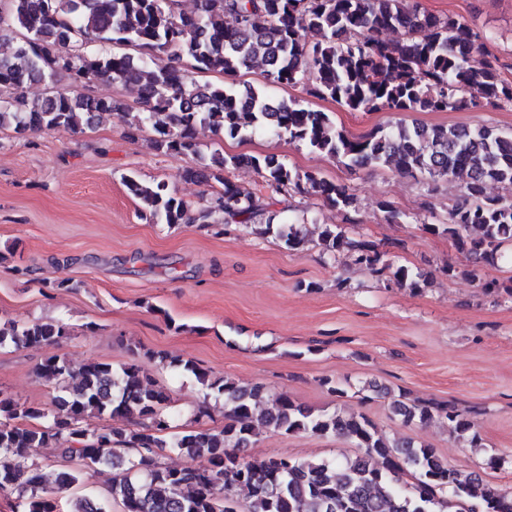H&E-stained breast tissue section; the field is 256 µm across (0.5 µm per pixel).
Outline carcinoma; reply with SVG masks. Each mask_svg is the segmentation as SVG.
<instances>
[{"label":"carcinoma","mask_w":512,"mask_h":512,"mask_svg":"<svg viewBox=\"0 0 512 512\" xmlns=\"http://www.w3.org/2000/svg\"><path fill=\"white\" fill-rule=\"evenodd\" d=\"M385 32L399 37L385 40ZM489 56L480 32L452 15L427 11L419 0H195L191 13L182 0H0V129L19 136L75 133L106 112L126 109L76 88H54L62 77L76 87L98 80L132 85L139 101L129 134L151 128L156 152L198 156L184 179L216 184L207 204L195 207L162 181L131 177L126 188L142 215L170 225L257 223L258 233L275 234L289 250L306 243L300 225L262 223L273 197L240 188L230 171L251 167L272 193L292 191L344 211L356 205L352 189L319 173H300L273 155L204 156L198 129L232 138L269 129L351 167L388 168L429 183L461 175L464 198L448 212V223L425 229L493 264L501 247L512 243V201L487 195L486 186L512 190V132L400 123L352 137L328 113L296 98L273 101L245 81L195 78L211 72L234 78L258 68L268 85L295 86L305 79L307 95L352 112L512 105V83L501 79ZM34 82L47 85L45 97H27ZM320 238L333 260L346 250L377 276L420 287L421 275L390 258L398 242L384 248L355 226L347 233L328 224ZM67 336L59 323H12L0 327V347L58 345ZM170 364L224 396V425H210L212 417L200 409L193 426L171 432L169 395L134 360L118 368L89 362L74 369L52 356L38 375L63 388L53 408L0 392V494L15 496L19 512H54L58 497L79 482V472L61 470L49 481L41 466L28 462L27 450L58 448L61 457L86 469L111 471L109 493L122 512H512V491L448 465L428 446L387 438L361 413L316 412L286 394L259 411L262 386L213 378L190 361ZM364 391L390 397L393 414L405 425L438 420L450 434L480 444L475 422L463 411L412 402L373 384L359 389ZM90 416L132 421L134 427L91 429L84 426ZM265 430L332 436L360 453L321 461L249 458L247 448ZM168 448L194 464L164 465ZM242 489L250 498L243 508L237 499ZM68 503L67 512H101L86 496Z\"/></svg>","instance_id":"cac0c4a2"}]
</instances>
